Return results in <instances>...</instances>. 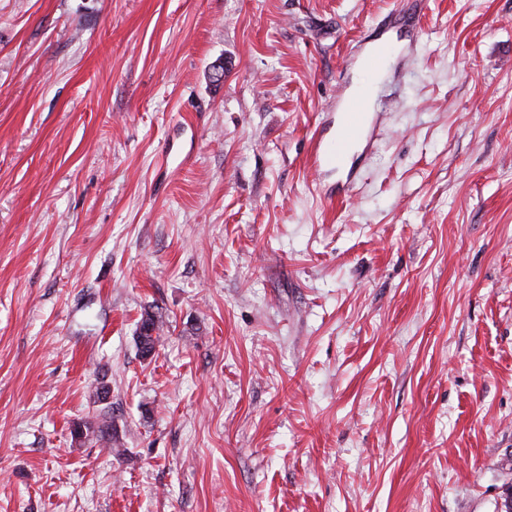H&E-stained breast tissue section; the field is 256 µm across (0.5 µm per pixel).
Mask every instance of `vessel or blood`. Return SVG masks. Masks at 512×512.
<instances>
[{
    "label": "vessel or blood",
    "instance_id": "obj_1",
    "mask_svg": "<svg viewBox=\"0 0 512 512\" xmlns=\"http://www.w3.org/2000/svg\"><path fill=\"white\" fill-rule=\"evenodd\" d=\"M391 52L378 46L361 56L369 77H376L389 61ZM377 118L371 110L368 91L341 96L335 109L325 112L318 133L312 140L309 161L324 174H338V192H348L359 171L356 147L370 148Z\"/></svg>",
    "mask_w": 512,
    "mask_h": 512
}]
</instances>
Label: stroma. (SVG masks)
<instances>
[{"mask_svg":"<svg viewBox=\"0 0 512 512\" xmlns=\"http://www.w3.org/2000/svg\"><path fill=\"white\" fill-rule=\"evenodd\" d=\"M409 2L0 0V512H497L512 0ZM382 41L332 204L311 139ZM390 55V49L381 45L372 49L368 54L359 56L360 62L371 80H374L377 74L386 68ZM140 327L148 328L151 334L142 335L139 333ZM164 323L152 312H145L136 329V345L143 358L153 354L156 344L163 331ZM151 328V329H150Z\"/></svg>","mask_w":512,"mask_h":512,"instance_id":"obj_1","label":"stroma"}]
</instances>
